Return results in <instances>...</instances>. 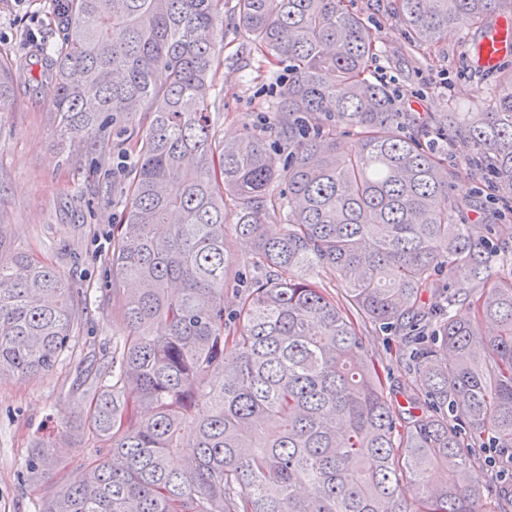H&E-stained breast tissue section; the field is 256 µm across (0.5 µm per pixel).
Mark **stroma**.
Instances as JSON below:
<instances>
[{
	"label": "stroma",
	"mask_w": 512,
	"mask_h": 512,
	"mask_svg": "<svg viewBox=\"0 0 512 512\" xmlns=\"http://www.w3.org/2000/svg\"><path fill=\"white\" fill-rule=\"evenodd\" d=\"M346 3L377 39L370 79L388 82L396 91L397 111L426 117L418 131L422 143L443 133L442 157L460 173L449 190L460 207L458 219L486 234L488 225L498 221L500 201H512V191L490 188L485 172L472 164L470 146L448 127L447 116L482 111L484 105L472 90L490 89L493 75L471 68L465 31L452 29L436 45H419L396 21V0ZM237 13L238 0H224V65L208 96L214 138L234 140L257 129L283 157L288 145L267 104L280 92L288 64L257 53ZM61 37L53 0H0V59L26 53L29 40L53 46ZM54 94L49 83L33 92L19 89L11 108L0 112V235L11 252L52 264L88 301L69 351L51 372L36 378L0 377V512H37L45 484L78 478L93 451L87 440L59 449L55 470L45 480L31 479L25 464L36 439L86 412V374L126 332L123 318L112 309L109 256L112 233L123 221L135 138L109 128L94 141L61 137L50 112ZM227 242L235 257L224 292L229 312L243 278L262 276L263 271L235 232H228ZM358 332L378 361L391 397L400 399L413 377L408 359L412 343L404 332L367 321L359 323Z\"/></svg>",
	"instance_id": "1"
}]
</instances>
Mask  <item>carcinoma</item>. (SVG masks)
Wrapping results in <instances>:
<instances>
[{
	"mask_svg": "<svg viewBox=\"0 0 512 512\" xmlns=\"http://www.w3.org/2000/svg\"><path fill=\"white\" fill-rule=\"evenodd\" d=\"M63 42L40 58L0 61V112L14 83L50 81L63 134L96 139L144 112L123 224L112 235V306L128 334L94 374L85 417L35 441L26 471L44 474L63 442L106 444L82 478L44 491L38 512H512L489 500L470 444L512 451V238L457 224L448 168L399 124L387 84L366 77L372 32L346 0H238L265 57L286 60L272 111L293 149L279 164L261 131L215 142L207 96L224 60L216 47L224 0H56ZM512 0H397L419 45L450 28L493 35ZM476 115L456 112L459 136L512 186V67ZM353 135L345 152L337 128ZM279 193L286 224L263 220ZM235 234L269 275L250 281L224 315ZM508 267V276L494 275ZM326 268L340 303L314 281ZM476 287L491 337L448 307L430 314L440 280ZM77 292L54 267L7 254L0 238V376L54 369L81 320ZM424 408L401 416L355 321L416 328ZM181 457L174 469L169 458ZM412 487L401 496L403 484Z\"/></svg>",
	"mask_w": 512,
	"mask_h": 512,
	"instance_id": "obj_1",
	"label": "carcinoma"
}]
</instances>
